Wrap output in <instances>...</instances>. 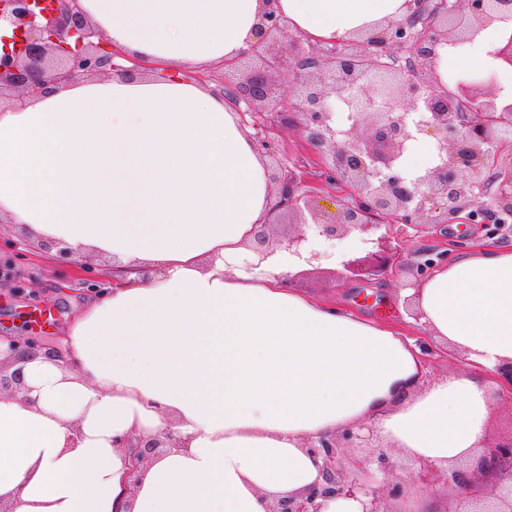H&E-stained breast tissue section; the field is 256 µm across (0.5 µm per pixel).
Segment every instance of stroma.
<instances>
[{
    "instance_id": "1",
    "label": "stroma",
    "mask_w": 512,
    "mask_h": 512,
    "mask_svg": "<svg viewBox=\"0 0 512 512\" xmlns=\"http://www.w3.org/2000/svg\"><path fill=\"white\" fill-rule=\"evenodd\" d=\"M279 157L287 168H301L309 180L319 175V161L308 149L296 126L275 127ZM480 225L429 224L408 229L392 274L373 280H339L335 273L341 254L360 249L359 236L319 242L323 260L302 266L294 288L311 298L338 306L372 320L404 328L416 344L425 347L426 373L441 378L461 373L463 366L447 350L431 345L427 334L409 315L406 298L418 275L415 262L420 251L456 255L469 243L484 239ZM50 243L31 242L25 231L0 222V336L35 337L46 346L58 344L89 296L101 284L111 261L85 259L82 265L58 263Z\"/></svg>"
}]
</instances>
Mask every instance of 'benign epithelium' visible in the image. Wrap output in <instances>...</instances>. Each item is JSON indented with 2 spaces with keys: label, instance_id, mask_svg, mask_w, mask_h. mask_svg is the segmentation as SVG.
Segmentation results:
<instances>
[{
  "label": "benign epithelium",
  "instance_id": "obj_1",
  "mask_svg": "<svg viewBox=\"0 0 512 512\" xmlns=\"http://www.w3.org/2000/svg\"><path fill=\"white\" fill-rule=\"evenodd\" d=\"M261 37L224 62L233 75L252 64L241 81L226 79L213 91L232 106L246 103L252 112L243 124L260 155L277 158L269 117L281 125L298 115L306 143L322 159L324 182L343 188L336 212L321 215L309 205L310 185L304 176L267 165L271 186L268 222L260 225L249 249L265 257L276 250L300 254L308 242L306 229L327 239L353 232L373 236L372 249L343 258L340 279L386 274L399 256L402 235L425 224H453L468 211L467 222L491 226L493 235L512 232V102L493 92L495 72L512 73V0H405L404 14L379 31L363 30L339 42L332 53L307 50L303 37L265 0ZM502 22L487 73L458 76L443 85L436 70L439 50L471 43L486 28ZM0 101L9 96H35L51 83H77L114 72L131 76L151 71L147 62L113 63L119 48L94 42L101 32L88 20L82 0H0ZM288 81V101L272 91L273 78ZM342 103L348 124L335 121L333 106ZM419 134L436 140L437 160L411 177L400 159ZM309 211L312 222L304 219ZM296 215L299 231L269 243L266 229ZM38 348L32 338L8 340L7 358L17 363ZM0 361V392L20 390V371L7 373ZM372 430L348 429L309 444L322 459V484L275 501L270 512H322L324 502L362 494L363 512H390L383 507L377 473L389 474V457H371L370 469L348 457L347 448H371ZM137 464L156 452L155 441L131 443ZM457 506L448 512H512V436L486 439L467 475L450 468Z\"/></svg>",
  "mask_w": 512,
  "mask_h": 512
}]
</instances>
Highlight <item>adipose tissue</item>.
Returning a JSON list of instances; mask_svg holds the SVG:
<instances>
[{
	"instance_id": "1",
	"label": "adipose tissue",
	"mask_w": 512,
	"mask_h": 512,
	"mask_svg": "<svg viewBox=\"0 0 512 512\" xmlns=\"http://www.w3.org/2000/svg\"><path fill=\"white\" fill-rule=\"evenodd\" d=\"M404 0H278L335 41ZM112 45L168 70L234 59L263 0H82ZM495 28L438 68L492 64ZM269 181L238 113L209 87L113 74L0 104V217L116 267L114 285L0 392V498L12 512H268L320 482L308 442L373 418L380 443L445 469L474 456L512 362V247L482 243L414 288L426 330L470 372L413 388L402 334L289 288L299 260L247 246ZM150 275H142V268ZM161 447L132 468L120 438Z\"/></svg>"
}]
</instances>
